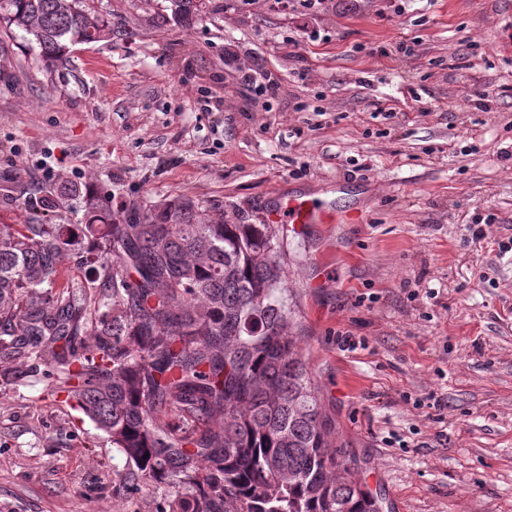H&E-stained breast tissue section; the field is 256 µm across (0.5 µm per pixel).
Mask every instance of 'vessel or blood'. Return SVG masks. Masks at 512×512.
Masks as SVG:
<instances>
[{"instance_id":"obj_1","label":"vessel or blood","mask_w":512,"mask_h":512,"mask_svg":"<svg viewBox=\"0 0 512 512\" xmlns=\"http://www.w3.org/2000/svg\"><path fill=\"white\" fill-rule=\"evenodd\" d=\"M359 208L345 197L344 185H337L334 197H316L309 193L293 192L281 198L278 207L268 212L271 224H286L300 232L313 224H355Z\"/></svg>"}]
</instances>
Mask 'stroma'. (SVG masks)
<instances>
[{
    "label": "stroma",
    "instance_id": "35a3bbf8",
    "mask_svg": "<svg viewBox=\"0 0 512 512\" xmlns=\"http://www.w3.org/2000/svg\"><path fill=\"white\" fill-rule=\"evenodd\" d=\"M93 5L111 41L50 68L0 35V220L79 223L77 204L41 203L74 183L133 217L189 197L259 224L345 181L363 223L281 239L291 332L338 446L383 512H512V0H382L304 29L262 0L162 27L169 0ZM254 64L275 99L238 92ZM341 331L364 347L342 350ZM19 370L0 387V512H155L108 435Z\"/></svg>",
    "mask_w": 512,
    "mask_h": 512
}]
</instances>
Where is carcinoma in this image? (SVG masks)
Instances as JSON below:
<instances>
[{
    "mask_svg": "<svg viewBox=\"0 0 512 512\" xmlns=\"http://www.w3.org/2000/svg\"><path fill=\"white\" fill-rule=\"evenodd\" d=\"M189 24L202 0H170ZM0 30L30 36L40 61L112 39L90 0H0ZM78 200L83 224L0 225V359L45 367L160 493L156 512H381L334 426L296 337L275 224H231L191 199L132 221L91 187L54 185L42 205ZM83 251L103 293L84 312L58 264Z\"/></svg>",
    "mask_w": 512,
    "mask_h": 512,
    "instance_id": "1",
    "label": "carcinoma"
}]
</instances>
